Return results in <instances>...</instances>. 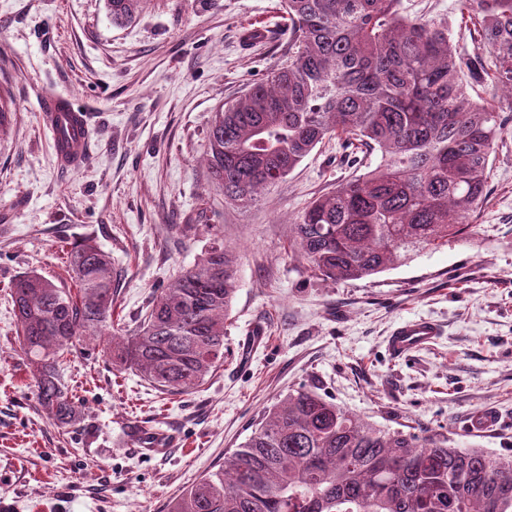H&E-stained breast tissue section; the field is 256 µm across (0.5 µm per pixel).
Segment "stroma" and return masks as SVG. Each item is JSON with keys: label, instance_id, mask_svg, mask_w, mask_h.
<instances>
[{"label": "stroma", "instance_id": "35a3bbf8", "mask_svg": "<svg viewBox=\"0 0 512 512\" xmlns=\"http://www.w3.org/2000/svg\"><path fill=\"white\" fill-rule=\"evenodd\" d=\"M405 13L447 20L462 56L463 0H402ZM275 39L246 41V27ZM283 0H148L113 25L106 0H0V501L8 512H167L217 470L288 390L307 387L380 428L444 434L455 448L512 452V93L473 231L370 277L323 281L292 226L314 198L357 175L337 141L317 146L248 207L227 202L204 158L209 119L288 59ZM53 91L88 114L84 164L58 169L39 101ZM238 258L224 364L196 390L159 391L109 366L94 342L60 371L82 419L41 410L16 334L10 287L37 271L69 288L67 253L93 239L121 278L113 325L127 336L179 270L214 238ZM442 334L393 357L399 321ZM480 412L495 415L480 431ZM168 433L163 454L129 447L136 427Z\"/></svg>", "mask_w": 512, "mask_h": 512}]
</instances>
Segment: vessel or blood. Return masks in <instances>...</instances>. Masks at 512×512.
I'll list each match as a JSON object with an SVG mask.
<instances>
[{
  "instance_id": "1",
  "label": "vessel or blood",
  "mask_w": 512,
  "mask_h": 512,
  "mask_svg": "<svg viewBox=\"0 0 512 512\" xmlns=\"http://www.w3.org/2000/svg\"><path fill=\"white\" fill-rule=\"evenodd\" d=\"M41 119L54 141L56 162L62 169L80 167L86 157L88 125L85 113L59 93L42 96ZM442 330L438 323L425 318L400 321L387 340L390 352L403 357L433 343Z\"/></svg>"
}]
</instances>
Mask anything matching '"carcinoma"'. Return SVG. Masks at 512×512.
Here are the masks:
<instances>
[{
	"mask_svg": "<svg viewBox=\"0 0 512 512\" xmlns=\"http://www.w3.org/2000/svg\"><path fill=\"white\" fill-rule=\"evenodd\" d=\"M146 0H107L115 25ZM288 62L211 113L207 166L224 197L248 206L319 144L381 154L362 176L313 199L293 224L325 281L357 280L473 228L502 118L469 82L512 92V0H466V22L488 57L466 61L444 19L401 11L400 0H285ZM76 291L36 271L11 303L43 412L75 423L58 358L92 340L119 369L172 394L224 362L238 264L215 242L153 300L136 332H108L120 281L112 257L81 239L68 252ZM168 512H512V454L453 448L441 434L385 431L300 387L264 412L224 465Z\"/></svg>",
	"mask_w": 512,
	"mask_h": 512,
	"instance_id": "carcinoma-1",
	"label": "carcinoma"
}]
</instances>
